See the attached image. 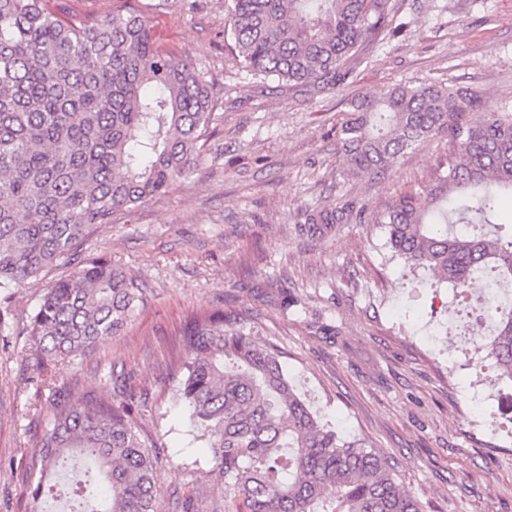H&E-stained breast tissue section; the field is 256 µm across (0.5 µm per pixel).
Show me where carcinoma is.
<instances>
[{"mask_svg":"<svg viewBox=\"0 0 512 512\" xmlns=\"http://www.w3.org/2000/svg\"><path fill=\"white\" fill-rule=\"evenodd\" d=\"M227 32L252 76L306 94L332 90L347 62L391 22L390 0H224ZM339 135L352 171L379 173L438 133L453 150L431 183L405 193L373 223L388 231L392 260L429 271L467 299L476 279L512 284V108L485 112L450 88L393 86L364 97ZM214 121L210 81L159 50L132 10L89 21L62 0H0V294L40 288L29 336L39 357L93 348L118 334L145 300L117 263L79 266L43 284L90 230L188 175ZM308 230L341 222L335 210L307 214ZM481 312L494 325L488 350L499 379L512 381V302L489 294ZM179 335L185 357L177 396L209 472L224 479L236 512H423L393 466L361 439L344 440L297 394L278 352L235 327L222 310L192 315ZM134 394L112 400L57 399L30 450L33 512L44 484L74 458L71 512H82L97 481L100 512H160L157 451L130 420Z\"/></svg>","mask_w":512,"mask_h":512,"instance_id":"1","label":"carcinoma"}]
</instances>
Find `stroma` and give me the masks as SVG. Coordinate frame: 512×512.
Segmentation results:
<instances>
[{
  "label": "stroma",
  "mask_w": 512,
  "mask_h": 512,
  "mask_svg": "<svg viewBox=\"0 0 512 512\" xmlns=\"http://www.w3.org/2000/svg\"><path fill=\"white\" fill-rule=\"evenodd\" d=\"M400 33L364 43L335 90L304 95L243 71L226 40L224 0H68L82 17L133 9L156 43L213 85L214 130L192 173L93 228L78 262L120 264L148 290L127 326L93 349L39 359L27 333L40 289L18 288L0 327V512H30L27 448L56 393L135 395L132 421L159 450L161 512H232L176 396L178 332L191 314L235 312L270 343L300 393L344 438L395 465L424 512H512V424L497 404L473 416L458 377L466 349L449 343L441 290L412 321L394 304L414 280L389 261L384 225L398 196L429 180L450 149L439 134L378 175L351 173L339 130L361 97L435 84L493 110L512 104V0H391ZM344 220L310 234L307 211Z\"/></svg>",
  "instance_id": "1"
}]
</instances>
